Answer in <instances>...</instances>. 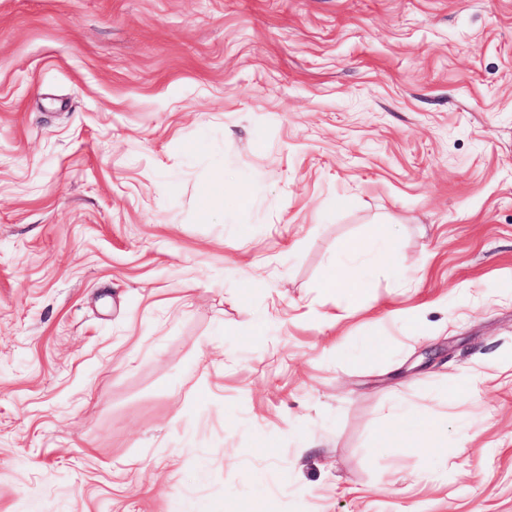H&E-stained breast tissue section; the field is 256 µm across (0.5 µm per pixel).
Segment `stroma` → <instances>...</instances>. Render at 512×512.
I'll return each instance as SVG.
<instances>
[{
  "label": "stroma",
  "mask_w": 512,
  "mask_h": 512,
  "mask_svg": "<svg viewBox=\"0 0 512 512\" xmlns=\"http://www.w3.org/2000/svg\"><path fill=\"white\" fill-rule=\"evenodd\" d=\"M511 357L512 0H0V512H512ZM393 249V239L378 233L371 234L361 241L347 242L343 246L341 256L337 259L336 269L326 280L327 288L359 290L367 273L358 266V261L362 260L367 253H372L378 263H388ZM389 415L392 420L386 438L391 441L408 440L424 434L438 441L446 431L443 421L428 420L421 409L412 405H395L389 409Z\"/></svg>",
  "instance_id": "1"
}]
</instances>
